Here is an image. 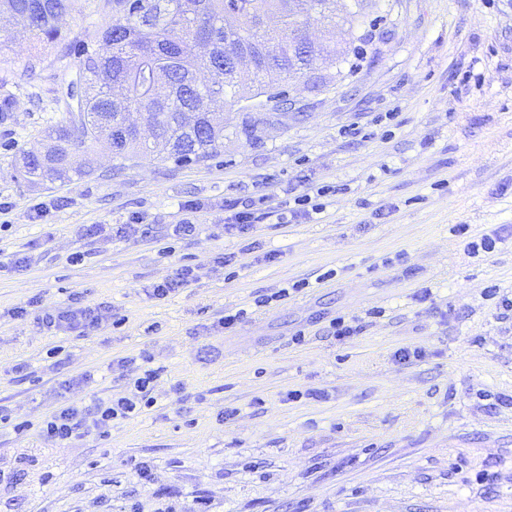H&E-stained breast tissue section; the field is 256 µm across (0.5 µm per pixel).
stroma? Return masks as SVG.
Returning <instances> with one entry per match:
<instances>
[{"label":"stroma","instance_id":"obj_1","mask_svg":"<svg viewBox=\"0 0 512 512\" xmlns=\"http://www.w3.org/2000/svg\"><path fill=\"white\" fill-rule=\"evenodd\" d=\"M111 19L76 0L50 46L0 21V404L28 424L0 427V512H512V0H371L348 56L225 105L214 159L116 170L98 147L91 175L28 182L16 159L66 118L79 42ZM320 188L323 212L296 211ZM263 196L281 224L226 234ZM188 218L200 234L174 238ZM185 265L196 282L150 296ZM75 293L121 326L38 325ZM339 316L361 332L336 339ZM148 366L155 406L107 439L38 436Z\"/></svg>","mask_w":512,"mask_h":512}]
</instances>
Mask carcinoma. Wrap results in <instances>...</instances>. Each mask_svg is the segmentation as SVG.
<instances>
[{
    "mask_svg": "<svg viewBox=\"0 0 512 512\" xmlns=\"http://www.w3.org/2000/svg\"><path fill=\"white\" fill-rule=\"evenodd\" d=\"M75 0H0V13L18 16L35 43L54 44ZM112 24L88 35L79 78L67 86L79 120L45 130L42 152L21 155L28 180H69L91 171L72 167L71 154L102 143L115 168L141 155L204 163L224 149V124L202 105L282 95L298 78L336 53L316 43L302 52L310 22L336 18V0H107ZM139 112L152 142L125 124Z\"/></svg>",
    "mask_w": 512,
    "mask_h": 512,
    "instance_id": "obj_1",
    "label": "carcinoma"
}]
</instances>
